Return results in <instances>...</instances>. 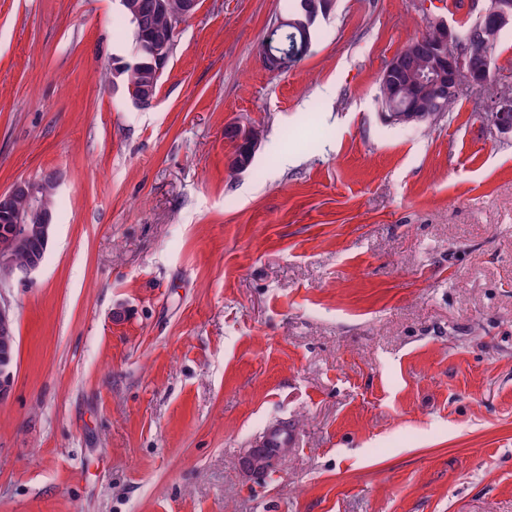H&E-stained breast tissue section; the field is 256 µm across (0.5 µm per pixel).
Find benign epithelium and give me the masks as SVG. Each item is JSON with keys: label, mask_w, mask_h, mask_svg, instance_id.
I'll return each instance as SVG.
<instances>
[{"label": "benign epithelium", "mask_w": 512, "mask_h": 512, "mask_svg": "<svg viewBox=\"0 0 512 512\" xmlns=\"http://www.w3.org/2000/svg\"><path fill=\"white\" fill-rule=\"evenodd\" d=\"M492 22L498 29L512 26V0H486L479 11V22L471 31L459 34L448 24L437 22L432 29L435 39L408 41L386 64L381 73L382 85L398 86L403 74L402 61L419 52L431 60V70L420 77L412 90L436 93L455 92L462 86L483 89L496 82L490 76L489 65L494 47L489 42L477 43L474 35L484 24ZM176 29L158 28L153 31L150 53L159 65L168 60L167 48L175 37ZM481 119L491 131L501 134L512 132V96L503 94L495 98ZM59 175L48 172L38 179L21 180L8 190L0 192V218L9 225L7 238L0 241V267L16 266L17 255L29 239L37 237L46 246L50 241L52 224L46 205V186L58 185ZM16 360L15 312L9 300L0 294V399L12 393Z\"/></svg>", "instance_id": "benign-epithelium-1"}]
</instances>
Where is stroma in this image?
Here are the masks:
<instances>
[{
  "instance_id": "stroma-1",
  "label": "stroma",
  "mask_w": 512,
  "mask_h": 512,
  "mask_svg": "<svg viewBox=\"0 0 512 512\" xmlns=\"http://www.w3.org/2000/svg\"><path fill=\"white\" fill-rule=\"evenodd\" d=\"M288 4L199 0L140 106L119 0H0V192L60 176L45 260L0 286V512H512V133L468 88L432 122L379 100L476 15L337 0L277 72ZM230 124L261 131L235 175ZM15 312L9 300L0 293V399L12 393L16 360ZM292 445V432L288 427V422H280L271 425L261 441V448H266L265 454L263 456V460L272 462L271 468L256 470L252 472V475L255 479L261 480L263 479L268 472L274 467L276 460L281 453L282 448H288ZM277 448V449H272ZM263 460H250V466L252 468L256 466H260L263 463Z\"/></svg>"
}]
</instances>
